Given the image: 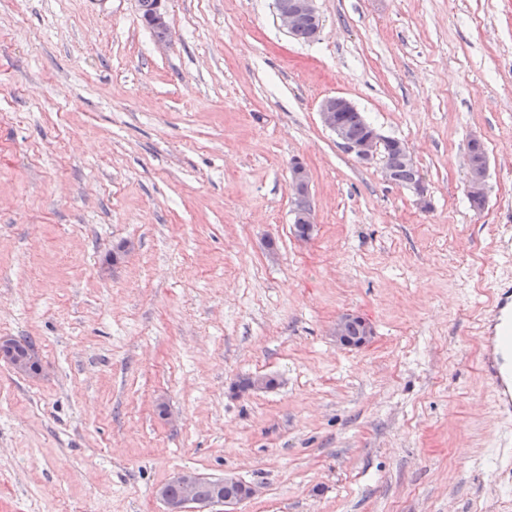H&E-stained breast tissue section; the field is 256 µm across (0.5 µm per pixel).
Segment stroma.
I'll use <instances>...</instances> for the list:
<instances>
[{
	"label": "stroma",
	"instance_id": "35a3bbf8",
	"mask_svg": "<svg viewBox=\"0 0 512 512\" xmlns=\"http://www.w3.org/2000/svg\"><path fill=\"white\" fill-rule=\"evenodd\" d=\"M317 7L305 43L273 0H169L160 43L138 0H0V338L40 363L0 359V512H164L180 470L255 485L237 512H512L478 332L512 280V0ZM336 95L428 208L322 125ZM401 142L398 139H388L384 146V154L393 160L391 178L395 184L407 186L413 181L420 179L419 169L413 160H398L397 145ZM468 148L472 153L469 151L467 155V193L478 202L486 190L487 164L475 158L473 153L485 162L487 156L482 143L469 141ZM290 190L294 201L310 199L309 173L306 166L298 160L294 161L292 166ZM354 319H359L362 323V328L365 332V336H360L361 328L360 323L355 320L349 326V335L346 329L348 323H350ZM373 335V328L371 324L361 316L354 314H346L342 316L340 319L336 321V326L334 328V336H336V341L346 347H354L360 348L364 346L370 337ZM8 341H9V344L11 346L13 353L16 356H28V357L34 358L35 360L34 361H27V360L12 361L10 359V356L6 355L5 349L7 347V344H6L5 337H1V339H0V357L7 359L10 362V364L12 365V367L17 372L25 374V375L33 374V372L31 371L32 362L34 365H39V363H38L37 357L35 356L34 345H33L32 341L27 337H20V338L9 337Z\"/></svg>",
	"mask_w": 512,
	"mask_h": 512
}]
</instances>
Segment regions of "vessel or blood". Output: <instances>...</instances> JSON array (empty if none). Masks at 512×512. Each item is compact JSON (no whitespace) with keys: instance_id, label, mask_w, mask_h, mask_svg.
Here are the masks:
<instances>
[{"instance_id":"vessel-or-blood-1","label":"vessel or blood","mask_w":512,"mask_h":512,"mask_svg":"<svg viewBox=\"0 0 512 512\" xmlns=\"http://www.w3.org/2000/svg\"><path fill=\"white\" fill-rule=\"evenodd\" d=\"M480 370L503 417L512 416V282L495 285V300L480 328Z\"/></svg>"}]
</instances>
